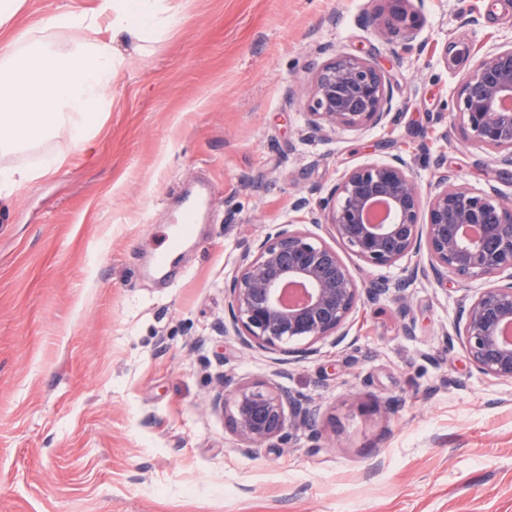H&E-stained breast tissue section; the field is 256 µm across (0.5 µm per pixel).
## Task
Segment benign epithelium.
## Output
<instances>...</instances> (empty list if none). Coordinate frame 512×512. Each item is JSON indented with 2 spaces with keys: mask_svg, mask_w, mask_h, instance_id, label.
Here are the masks:
<instances>
[{
  "mask_svg": "<svg viewBox=\"0 0 512 512\" xmlns=\"http://www.w3.org/2000/svg\"><path fill=\"white\" fill-rule=\"evenodd\" d=\"M387 11L371 23L388 43L413 48L418 30L410 0H383ZM456 114L470 145L495 151L512 165V43L485 52L456 91ZM392 91L387 73L356 55H342L314 73L304 103L309 137L337 128L380 125L390 114ZM384 205L389 220L374 222L373 206ZM313 224H327L350 251L374 267H390L410 255L427 264L411 276L452 274L463 283L502 277L460 305V336L473 366L484 375L512 382V206L498 193L457 183L443 160L434 181L422 192L401 156L358 166L345 173L330 194L311 206L295 202ZM406 281L395 283L401 293ZM291 287L302 301L285 305ZM228 293L224 334L246 346L288 351L292 343H341L346 324L361 302L389 292L386 283L358 284L336 249L310 232L283 224L253 250L243 252ZM213 408L228 414L250 454L274 438L303 430L319 440L318 409L277 386L256 382L218 392Z\"/></svg>",
  "mask_w": 512,
  "mask_h": 512,
  "instance_id": "1",
  "label": "benign epithelium"
}]
</instances>
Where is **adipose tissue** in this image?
Here are the masks:
<instances>
[{
  "mask_svg": "<svg viewBox=\"0 0 512 512\" xmlns=\"http://www.w3.org/2000/svg\"><path fill=\"white\" fill-rule=\"evenodd\" d=\"M172 0H96L84 11L67 6L45 17L40 33L20 30L0 45V158L69 128L82 142L96 134L112 80L126 66L119 36L140 42L169 27ZM111 38H99L100 28ZM59 31L75 38L61 47Z\"/></svg>",
  "mask_w": 512,
  "mask_h": 512,
  "instance_id": "1",
  "label": "adipose tissue"
}]
</instances>
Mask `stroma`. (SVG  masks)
Masks as SVG:
<instances>
[{
	"label": "stroma",
	"instance_id": "1",
	"mask_svg": "<svg viewBox=\"0 0 512 512\" xmlns=\"http://www.w3.org/2000/svg\"><path fill=\"white\" fill-rule=\"evenodd\" d=\"M177 22L125 70L90 148L70 129L7 157H61L0 208V512H512V384L470 364L458 334L477 283L410 281L358 307L345 341L248 347L224 333L241 256L354 167L399 154L420 187L437 159L512 204V167L468 147L454 92L479 50L512 41V0H412L417 49L380 39L375 0H177ZM342 54L385 68L392 110L306 135L299 89ZM210 182L196 231L174 198ZM362 282L407 278L415 256ZM178 241L169 284L153 257ZM412 334H405V323ZM310 400L304 432L238 452L220 380Z\"/></svg>",
	"mask_w": 512,
	"mask_h": 512
}]
</instances>
